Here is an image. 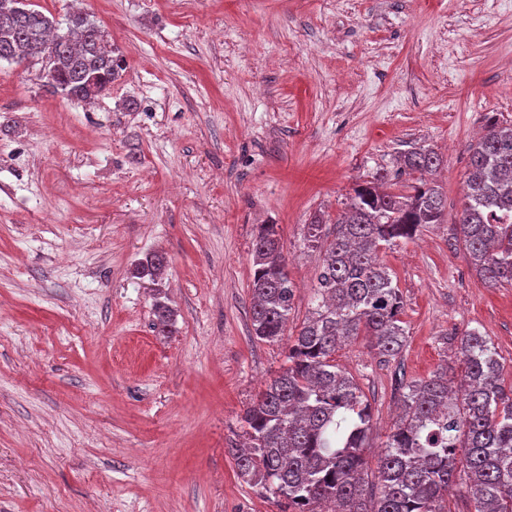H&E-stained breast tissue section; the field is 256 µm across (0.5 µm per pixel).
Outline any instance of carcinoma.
<instances>
[{
	"label": "carcinoma",
	"mask_w": 512,
	"mask_h": 512,
	"mask_svg": "<svg viewBox=\"0 0 512 512\" xmlns=\"http://www.w3.org/2000/svg\"><path fill=\"white\" fill-rule=\"evenodd\" d=\"M59 23L28 0H0V61L45 62V87L92 104L119 77L124 60L108 35L78 8ZM440 165L432 150L410 151L394 173L379 171L354 190L330 222L304 225L307 247L321 254L309 316L288 337L282 371L242 417L246 442L227 449L237 475L272 495L282 512H448V489L465 484L474 512H512V382L498 353L476 330L461 334L459 385L447 365L405 385L402 414L376 460V490L365 488L372 411L336 350L363 335L390 361L406 341L403 301L382 247L443 222L448 197L423 178ZM419 173L412 193L390 181ZM466 200L454 225L481 284L512 285V123L490 121L470 146ZM250 283L252 334L269 343L285 335L295 285L274 224L254 240ZM154 254L140 276L163 274Z\"/></svg>",
	"instance_id": "cac0c4a2"
}]
</instances>
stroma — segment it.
Returning <instances> with one entry per match:
<instances>
[{
    "instance_id": "obj_1",
    "label": "stroma",
    "mask_w": 512,
    "mask_h": 512,
    "mask_svg": "<svg viewBox=\"0 0 512 512\" xmlns=\"http://www.w3.org/2000/svg\"><path fill=\"white\" fill-rule=\"evenodd\" d=\"M31 2L81 6L125 69L84 106L43 64L0 62V512H280L227 454L288 355L251 334L257 227L279 232L296 331L320 265L305 224L413 149L441 157L448 215L379 253L405 345L336 353L370 444L456 334L478 330L512 375V286L483 287L448 244L470 145L512 120V0ZM156 252L164 275L137 277Z\"/></svg>"
}]
</instances>
